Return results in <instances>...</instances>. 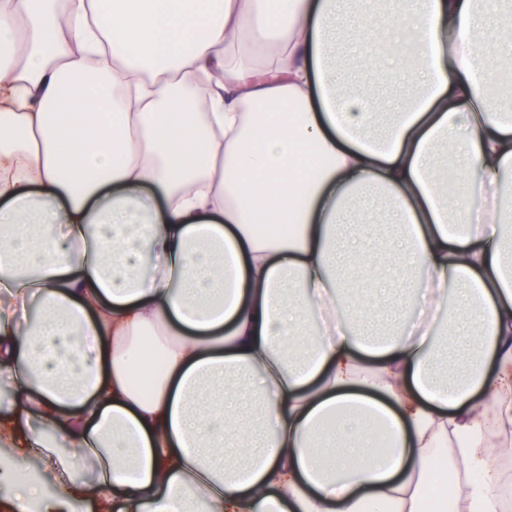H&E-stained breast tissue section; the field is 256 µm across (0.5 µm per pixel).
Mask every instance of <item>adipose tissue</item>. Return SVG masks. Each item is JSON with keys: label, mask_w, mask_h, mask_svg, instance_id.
Returning a JSON list of instances; mask_svg holds the SVG:
<instances>
[{"label": "adipose tissue", "mask_w": 512, "mask_h": 512, "mask_svg": "<svg viewBox=\"0 0 512 512\" xmlns=\"http://www.w3.org/2000/svg\"><path fill=\"white\" fill-rule=\"evenodd\" d=\"M505 2L0 0L16 512H504Z\"/></svg>", "instance_id": "adipose-tissue-1"}]
</instances>
